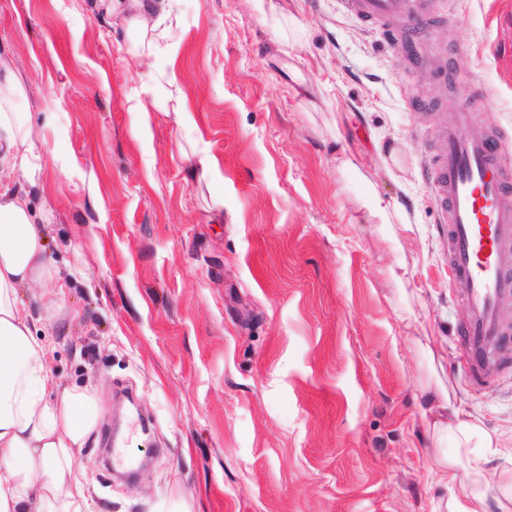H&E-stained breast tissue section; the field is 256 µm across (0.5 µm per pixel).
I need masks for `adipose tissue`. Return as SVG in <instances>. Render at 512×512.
Returning <instances> with one entry per match:
<instances>
[{"label":"adipose tissue","mask_w":512,"mask_h":512,"mask_svg":"<svg viewBox=\"0 0 512 512\" xmlns=\"http://www.w3.org/2000/svg\"><path fill=\"white\" fill-rule=\"evenodd\" d=\"M0 151L27 178L38 173L40 155L24 113L0 111ZM47 243L46 226L26 197L0 192V512H93L76 453L98 423V399L77 385L48 393L53 346L32 335L20 299L21 289L33 288L51 305L62 289ZM419 408L434 415L436 442L452 434L458 447L476 437L489 448L501 439L497 432H479L435 395L422 396ZM439 483L442 512H487L486 493L461 479L454 464H447Z\"/></svg>","instance_id":"adipose-tissue-1"}]
</instances>
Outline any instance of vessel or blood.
<instances>
[{
  "instance_id": "obj_1",
  "label": "vessel or blood",
  "mask_w": 512,
  "mask_h": 512,
  "mask_svg": "<svg viewBox=\"0 0 512 512\" xmlns=\"http://www.w3.org/2000/svg\"><path fill=\"white\" fill-rule=\"evenodd\" d=\"M344 9L386 31L392 45L416 65L420 42L440 11L439 0H341ZM471 94L459 88L441 129L430 174L436 207L448 229V279L469 289L468 319L460 336L471 377L489 376V356L501 346V310L512 297V167L500 138L472 130Z\"/></svg>"
}]
</instances>
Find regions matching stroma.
<instances>
[{"label": "stroma", "mask_w": 512, "mask_h": 512, "mask_svg": "<svg viewBox=\"0 0 512 512\" xmlns=\"http://www.w3.org/2000/svg\"><path fill=\"white\" fill-rule=\"evenodd\" d=\"M152 2L165 21L138 58L133 0H0V61L42 153L32 184L0 165V191L47 214L66 275L56 310L20 296L54 346L48 388L96 389L78 454L94 502L435 512L443 460L471 453L435 447L421 394L512 430V351L467 372V290L448 280L427 169L459 87L479 93L475 128L512 146V0H447L424 68L339 0ZM372 190L402 225L369 216ZM129 414L122 444L150 465L125 482L106 463Z\"/></svg>", "instance_id": "1"}]
</instances>
